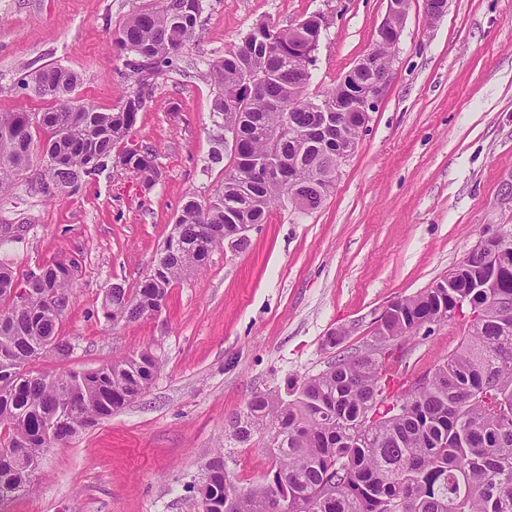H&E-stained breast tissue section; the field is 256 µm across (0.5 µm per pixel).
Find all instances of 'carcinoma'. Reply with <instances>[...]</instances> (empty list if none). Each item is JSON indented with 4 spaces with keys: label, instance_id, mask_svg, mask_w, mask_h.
<instances>
[{
    "label": "carcinoma",
    "instance_id": "obj_1",
    "mask_svg": "<svg viewBox=\"0 0 512 512\" xmlns=\"http://www.w3.org/2000/svg\"><path fill=\"white\" fill-rule=\"evenodd\" d=\"M204 0H148L115 32L130 81L116 109L74 105L75 71L45 66L19 80L22 90L52 105L41 112H0V193L32 165L42 163L44 181L72 195L103 171L121 167L160 178L149 149L115 151L132 132L158 79L178 69L196 37ZM290 28L260 22L224 58L208 64L205 79L215 90L213 116L232 128L245 152L224 170L223 189L205 201L187 197L153 261L134 288L114 285L104 302L112 323H131L167 300L171 286L205 268L202 244L224 243L238 224H264L273 207L288 201L302 213L320 208L336 180V140L315 130L318 111L358 99L357 75L318 94L308 92L312 74L288 50ZM45 134L36 140L35 133ZM279 133L278 150L295 165L299 189L280 181L235 176L268 152L267 137ZM358 113L344 140L358 147ZM499 248L506 255L492 293L476 294L482 259L453 282L393 301V315L374 328V345L407 342L420 324L459 305L467 334L424 377L417 392L391 389L392 375L371 350L340 356L303 379L284 398L257 393L232 422L227 439L265 441L273 466L264 482L237 487L225 454L205 465L197 489V512H267L271 498L287 512H512V234ZM67 262L47 263L19 278L0 264V489L18 496L33 491L32 461L51 447L142 394L159 362L145 349L93 370L33 373L29 363L68 358L74 347L60 336L73 295ZM51 429H46V425Z\"/></svg>",
    "mask_w": 512,
    "mask_h": 512
}]
</instances>
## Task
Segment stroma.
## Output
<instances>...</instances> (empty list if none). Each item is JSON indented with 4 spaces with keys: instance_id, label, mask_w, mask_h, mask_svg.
Masks as SVG:
<instances>
[{
    "instance_id": "obj_1",
    "label": "stroma",
    "mask_w": 512,
    "mask_h": 512,
    "mask_svg": "<svg viewBox=\"0 0 512 512\" xmlns=\"http://www.w3.org/2000/svg\"><path fill=\"white\" fill-rule=\"evenodd\" d=\"M141 2L0 0V112L43 110L17 82L48 64L79 74L78 101L118 107L112 33ZM386 11L387 0H205L179 70L158 80L124 142L153 150L156 184L115 168L51 199L36 161L0 195V224L28 227L0 247V262L21 275L78 261L61 328L75 346L67 368L142 349L160 364L140 398L53 446L33 493L7 512H195L189 487L219 451L237 486L259 484L272 468L263 439L243 448L226 439L248 400L369 349L386 305L428 288L483 235L512 231V0H448L436 20L410 0L391 80L323 205L302 214L281 204L247 250L215 247L203 272L170 288L160 315L105 318L107 292L135 287L152 267L184 198L222 185L223 169L208 166L221 130L200 68L258 22L286 27L318 12L326 29L310 90L319 92L368 52ZM339 329L343 343L325 346ZM464 337L459 323L420 331L401 347L398 382L426 375Z\"/></svg>"
}]
</instances>
